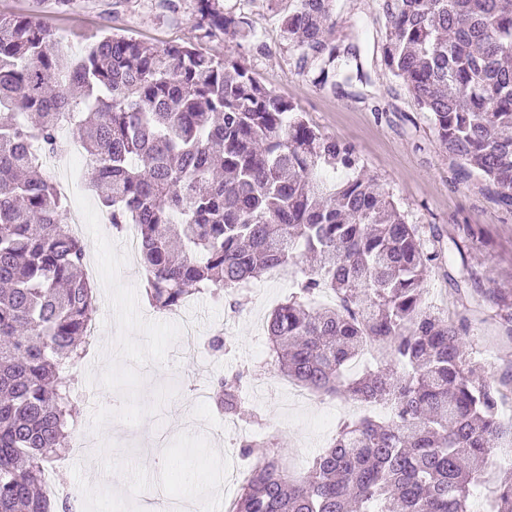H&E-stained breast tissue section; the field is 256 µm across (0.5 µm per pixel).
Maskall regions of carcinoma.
<instances>
[{"mask_svg": "<svg viewBox=\"0 0 512 512\" xmlns=\"http://www.w3.org/2000/svg\"><path fill=\"white\" fill-rule=\"evenodd\" d=\"M285 41L324 87L333 0H295ZM382 60L429 114L465 182L512 210V0H381ZM197 27L246 37L242 18L198 0ZM72 125L89 185L112 224L137 226L150 303L176 311L216 288L236 296L274 266L294 290L266 323L289 380L365 407L308 471L273 444L229 512H471L478 466L512 452V379L488 382L465 354L467 306L428 305L429 249L352 145L318 132L239 59L150 47L109 33L85 53L47 24L0 14V512H73L43 471L70 449L73 369L97 297L87 247L42 156ZM244 373L216 379L217 404L256 414ZM486 512H512V467Z\"/></svg>", "mask_w": 512, "mask_h": 512, "instance_id": "cac0c4a2", "label": "carcinoma"}]
</instances>
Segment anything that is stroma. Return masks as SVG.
I'll use <instances>...</instances> for the list:
<instances>
[{
	"mask_svg": "<svg viewBox=\"0 0 512 512\" xmlns=\"http://www.w3.org/2000/svg\"><path fill=\"white\" fill-rule=\"evenodd\" d=\"M380 0H334L329 42L340 49L338 88L320 90L283 40L279 15L289 0H220L243 17L252 35H204L196 26V0H0V14H35L47 20L70 52L83 53L100 35L121 34L154 47L190 44L207 54L231 55L245 63L273 94L290 99L321 133L355 146L368 175L392 193L409 223L436 237L441 249L459 247L455 262L472 272L471 303L464 338L491 382L512 375V335L499 319L497 299L512 303V212L498 208L475 185L458 180L429 119L407 86L385 68L381 45L385 19ZM358 46L369 83L345 81ZM84 241L96 260L97 319L104 334L98 353L78 363L77 387L85 393L76 419L91 433L108 431L117 453L102 458L105 469L129 466L125 483L93 480L86 464L59 471L65 487L78 491L74 512H139L155 490L206 501L208 512H226L239 488L235 464L251 469L264 449L242 458L227 442V418L212 399L192 403L186 386L211 388L225 373L249 367L243 393L258 414L239 433L277 443L293 474L306 471L338 425L352 418L351 402L310 396L285 378L268 356L264 324L292 291L288 282L263 279L249 285L237 308L225 298L195 295L186 311L198 315L202 339L219 329L231 338L224 352L187 359L178 349L177 322L166 321L145 296L144 271L127 261L112 228L91 225ZM227 471L217 482V471Z\"/></svg>",
	"mask_w": 512,
	"mask_h": 512,
	"instance_id": "1",
	"label": "stroma"
}]
</instances>
